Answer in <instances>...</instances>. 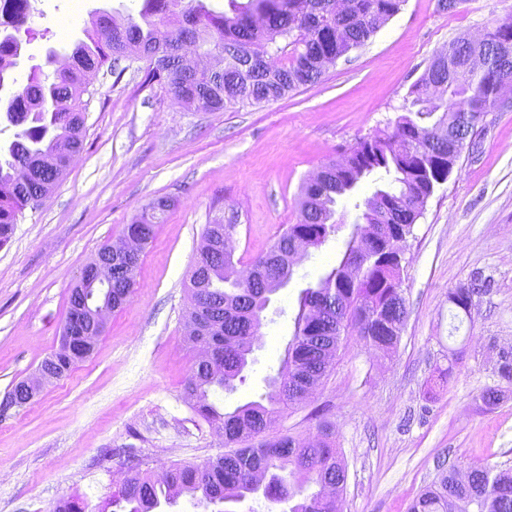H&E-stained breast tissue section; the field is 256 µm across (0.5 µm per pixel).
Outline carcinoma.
Listing matches in <instances>:
<instances>
[{"label":"carcinoma","instance_id":"obj_1","mask_svg":"<svg viewBox=\"0 0 512 512\" xmlns=\"http://www.w3.org/2000/svg\"><path fill=\"white\" fill-rule=\"evenodd\" d=\"M404 0H346V11L336 15V0H247L231 13L216 12L203 0H144L141 21L117 23L109 13H98L84 30L68 63L46 74L38 70L28 85L9 94L4 112L19 127L13 139L0 147V246L12 237L28 208H38L44 186L53 187L82 147L88 102L85 75L103 67H117L116 54L136 46L139 59L149 62L146 80H164L186 108H200L199 96L209 99L208 109L220 112L238 106L278 99L302 86L316 83L325 71L322 58L341 57L363 44L401 7ZM12 22L33 17L31 0H6ZM284 40L293 46L288 61L278 60ZM272 48L265 64L248 56L257 45ZM21 44L7 33L0 37V89L9 78ZM218 52L220 69H188L186 53ZM446 84L445 97L425 99L428 83ZM411 107L397 117L390 131L377 130L326 163L332 177L303 183L300 219L285 227L268 251L256 257L246 278L238 276L233 256L220 248V225H206L190 274L192 297L206 296V311L217 314V336H191L189 340L212 350L207 359L193 362L184 391L196 414L224 437L234 449L199 464L174 465L168 479L155 482L140 465L128 469V478L105 503L102 512H164L187 495L204 512H235L234 505L264 498L286 503L288 512H338L337 497L348 471L336 448L330 423L317 425L315 439L305 441L287 434L273 435L272 425L284 412L309 398L312 382L321 381L332 368L342 341L358 336L365 345L385 355L393 352L406 321L403 245L433 194L438 180L452 171L472 137L477 115L498 105L491 73L462 69L426 70L410 89ZM385 172L391 181L364 200L360 223L345 244L336 264L313 286L300 292L294 332L277 374L257 400L220 411L210 401L213 393L233 391L259 339L262 314L271 296L286 286L293 263L286 253L294 241L310 248L324 244L336 232L337 199L354 192L363 178ZM381 197L397 211L385 224L382 237L366 240L363 228L381 224L372 199ZM151 218L128 224L124 231L155 236L156 218L166 211L161 200L150 204ZM490 281L475 276L448 292V302L472 318L475 297ZM126 272L118 267L112 287L87 282L70 292L67 315L79 306L94 308L127 304ZM42 364L57 377L77 364L64 349ZM499 381L512 386V352L498 360ZM437 461L436 480L409 504L407 512H512V469L472 467L469 479ZM74 497L62 498L52 512H86Z\"/></svg>","mask_w":512,"mask_h":512}]
</instances>
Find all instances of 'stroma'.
Listing matches in <instances>:
<instances>
[{"label": "stroma", "mask_w": 512, "mask_h": 512, "mask_svg": "<svg viewBox=\"0 0 512 512\" xmlns=\"http://www.w3.org/2000/svg\"><path fill=\"white\" fill-rule=\"evenodd\" d=\"M142 0H34L37 11L11 70L26 84L48 50L66 59L95 12L137 16ZM512 12V0H403L363 45L321 79L278 100L229 111L185 109L163 83L133 66L90 80L83 146L43 204L25 210L0 247V398L34 377L60 345L67 301L83 267L126 224L165 197L170 206L143 249L130 302L112 312L90 357L44 383L0 419V512H50L80 497L99 512L117 474L199 463L224 440L184 401L196 355L185 340L189 276L206 225L236 215L234 259L247 266L299 220L303 181L360 137L393 125L411 86L452 42ZM376 173L336 204L339 228L293 266L263 314V336L243 383L219 392L224 410L258 399L276 375L298 297L333 266ZM408 316L392 357L350 336L306 404L274 431L313 438L329 421L347 462L341 512H406L437 476L438 457L460 470L512 468V390L495 409L500 348L512 347V102L487 114L448 180L437 185L405 250ZM488 278L473 320L448 292Z\"/></svg>", "instance_id": "1"}]
</instances>
